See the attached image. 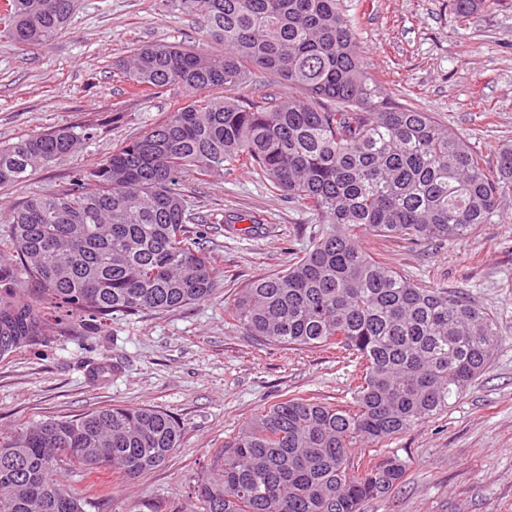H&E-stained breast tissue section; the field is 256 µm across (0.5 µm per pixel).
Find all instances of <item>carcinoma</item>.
Listing matches in <instances>:
<instances>
[{
  "label": "carcinoma",
  "instance_id": "cac0c4a2",
  "mask_svg": "<svg viewBox=\"0 0 512 512\" xmlns=\"http://www.w3.org/2000/svg\"><path fill=\"white\" fill-rule=\"evenodd\" d=\"M496 0H454L459 13ZM219 52L152 43L122 68L127 81L185 100L143 135L46 195L0 209L16 260L0 264V356L41 339L46 310L105 322L163 313L217 288L180 174L250 168L303 202L323 225L288 266L256 276L224 320L274 345L333 348L354 367L352 405L290 395L252 418L207 461L202 512H362L404 483L405 465L359 451L448 410L488 368L495 319L446 288L424 286L364 246L462 239L500 220L512 193V146L494 170L463 138L411 106L385 103L368 78L355 22L339 0H182ZM74 0H7L0 38L46 45ZM258 72L288 97L214 99ZM74 127L0 146V186L73 154ZM33 280V293L16 288ZM181 428L156 408L112 407L0 434V512H85L61 471L128 480L161 465Z\"/></svg>",
  "mask_w": 512,
  "mask_h": 512
}]
</instances>
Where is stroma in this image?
<instances>
[{
	"mask_svg": "<svg viewBox=\"0 0 512 512\" xmlns=\"http://www.w3.org/2000/svg\"><path fill=\"white\" fill-rule=\"evenodd\" d=\"M452 0H340L356 22L369 77L389 85L396 105L414 104L466 138L494 167L512 144V0L465 17ZM210 42L180 0H75L68 29L47 47L0 38V145L36 130H86L77 151L20 184L0 187V208L54 192L76 171L140 136L174 110L172 95L135 90L120 66L135 47ZM176 188L199 219L218 287L210 299L162 314L115 316L91 326H50L46 341L0 357V433L48 418L124 406L157 407L181 427L178 448L129 482L103 471L68 473L86 512H128L142 496L170 512H200L193 488L225 437L292 394L330 406L351 400L352 366L336 350L268 345L224 320V308L253 276L287 265L321 230L304 205L249 169L182 175ZM259 216L247 236L224 219ZM503 221L472 235L414 245L366 240V248L427 286L466 297L495 319L500 341L488 370L448 410L372 448L406 466L402 489L364 512H512V195ZM108 369L106 381L90 370Z\"/></svg>",
	"mask_w": 512,
	"mask_h": 512,
	"instance_id": "obj_1",
	"label": "stroma"
}]
</instances>
